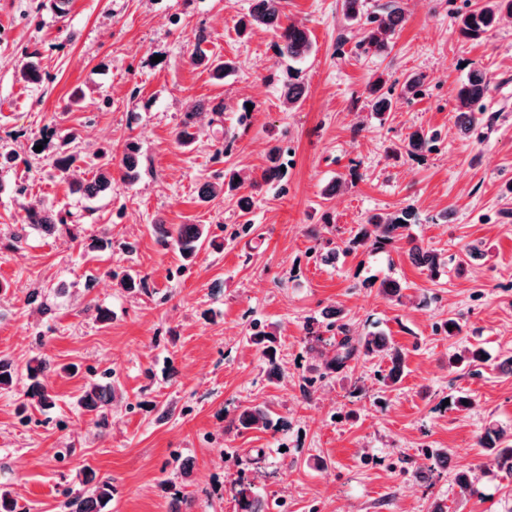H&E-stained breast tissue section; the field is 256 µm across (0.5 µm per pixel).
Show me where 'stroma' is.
I'll use <instances>...</instances> for the list:
<instances>
[{
  "label": "stroma",
  "mask_w": 512,
  "mask_h": 512,
  "mask_svg": "<svg viewBox=\"0 0 512 512\" xmlns=\"http://www.w3.org/2000/svg\"><path fill=\"white\" fill-rule=\"evenodd\" d=\"M398 4L406 21L386 50L360 48V25L343 0H283L285 23L306 27L304 59L279 57L264 28L242 35L249 0H72L58 16L47 0H0V359L16 376L0 388V487L19 512H63L64 492L85 471L111 481L104 512H236L240 481L256 484L270 512H512V477L490 465L478 438L492 422L512 429V16L479 38L459 17L483 0H364L366 13ZM234 61L218 81L193 55ZM38 56L39 83L22 78ZM490 79L477 137L458 130L456 87L470 70ZM422 80L402 94L408 76ZM383 80L393 106L377 117L369 89ZM305 99L287 106L285 84ZM224 106V122L210 105ZM191 146L174 132L194 105ZM437 132L433 151L409 155L414 130ZM232 146H225V139ZM141 175L86 199L52 167L78 154V177L109 148L120 161L128 142ZM289 153L285 182L252 189L275 144ZM237 172L238 191L208 202L199 187ZM340 187L324 197L332 182ZM253 204L242 215L238 199ZM67 213L50 236L14 243L28 202ZM412 206L411 235L448 260L438 278L414 265L405 243L342 254L376 212ZM159 224H203L210 241L192 265L163 245ZM112 231V248L85 252ZM484 257L470 259L469 246ZM337 249L324 262L318 250ZM134 269L144 288L130 294L113 272ZM392 278L401 300L378 294ZM55 314L44 319L29 289ZM110 318L99 321L98 310ZM342 311L352 332L388 336L406 352L394 387L388 365L358 357L318 379L329 342L305 335L309 318ZM458 319L449 337L438 327ZM273 326L285 374L269 382L249 341L250 325ZM483 347L489 359L452 368L450 355ZM44 355L57 400L24 402L25 366ZM75 365L72 374L63 373ZM111 373L116 389L105 425L77 398L88 380ZM315 377L304 386V377ZM469 396L466 410L447 406ZM264 404L279 430H241V409ZM442 449L447 465L428 458ZM478 468L471 490L457 474Z\"/></svg>",
  "instance_id": "35a3bbf8"
}]
</instances>
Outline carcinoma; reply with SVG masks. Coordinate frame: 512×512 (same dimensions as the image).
Instances as JSON below:
<instances>
[{
	"label": "carcinoma",
	"mask_w": 512,
	"mask_h": 512,
	"mask_svg": "<svg viewBox=\"0 0 512 512\" xmlns=\"http://www.w3.org/2000/svg\"><path fill=\"white\" fill-rule=\"evenodd\" d=\"M512 14V0H485V3L463 15L460 32L468 38H477L499 20L502 11ZM282 0H250V10L247 16L240 20L241 31L253 27H262L276 33L278 41L276 46L281 56L290 59L306 57L313 48L308 31L296 24L282 25ZM405 22V15L398 6L391 5L384 12L367 15L364 18V38L362 43L376 49L388 46L389 39ZM197 65L207 67L212 76L221 79L234 69L230 61L210 59L198 56L194 59ZM489 83L485 73L473 71L457 89L456 98L459 109L456 124L463 134L472 135L482 123V105L487 97ZM306 96V86L302 83H289L285 85L284 99L290 105L299 104ZM197 112H188L175 133L178 142L188 145L193 142L194 136L190 132ZM437 136L422 129L413 131L407 139L406 150L410 154H418L433 150ZM109 150L102 149L98 158L105 160L98 167L90 179H73L71 185L75 191L90 198L112 189L111 161L107 160ZM284 149L275 146L268 156V165L263 170L261 181L265 184L278 182L284 172L282 157ZM120 167L124 181L134 183L140 175V158L137 146L132 143L126 145L120 160ZM416 221L415 210L411 206L402 207L392 213L373 214L358 232L348 242V248L355 249L366 243H371L375 250H384L398 242L409 245L408 256L429 276L435 278L440 268L445 264L444 258L433 249L425 248L415 242L408 230ZM67 224V218L61 213L49 209L39 203L30 202L26 206V223L14 233L15 241H22L29 231L52 234L60 225ZM160 234L164 245H173L178 248L183 260H192L207 237V231L202 224H179L167 228L163 224L154 225ZM326 331L332 336L339 337L336 341L334 354L326 359L324 372L319 374L323 378L336 373L347 366V363L358 354L383 355L390 361L388 370L380 375V381L386 386L399 382L405 366V354L392 345L388 337L378 333L365 336H353L347 324L343 322L341 313L334 312V320L325 325ZM251 341L262 348V354L267 360V375L271 380H279L283 372L276 360L277 349L271 346L273 332L266 330V326L255 322L251 326ZM50 369L49 360L41 354L32 357L26 364L27 387L24 396L32 404L42 409H49L55 405L56 394L45 381V372ZM114 398L112 383L101 378L90 380L79 397L81 408L94 415L97 421L105 420L109 406ZM238 426L243 429H252L262 426L269 428L272 425L270 410L266 406H252L244 408L237 415ZM478 444L491 464L498 469L512 475V431L502 426L490 425L480 435ZM112 482L108 480L92 482L85 478L81 480L80 487L67 492L66 507L69 512H101L103 506L112 500ZM238 512H266L267 501L256 486L252 483H239L236 492Z\"/></svg>",
	"instance_id": "obj_1"
}]
</instances>
